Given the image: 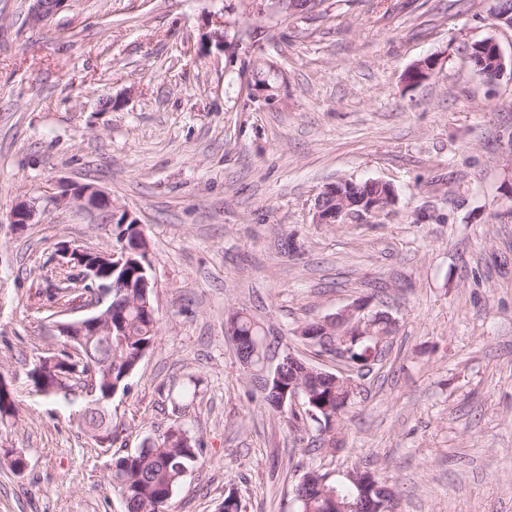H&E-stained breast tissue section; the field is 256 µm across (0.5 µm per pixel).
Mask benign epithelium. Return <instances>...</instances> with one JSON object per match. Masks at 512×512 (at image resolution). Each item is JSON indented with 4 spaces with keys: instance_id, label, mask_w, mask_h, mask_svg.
<instances>
[{
    "instance_id": "7a95c632",
    "label": "benign epithelium",
    "mask_w": 512,
    "mask_h": 512,
    "mask_svg": "<svg viewBox=\"0 0 512 512\" xmlns=\"http://www.w3.org/2000/svg\"><path fill=\"white\" fill-rule=\"evenodd\" d=\"M64 0H34L30 18L35 23H42L51 18L62 6ZM481 48L489 53L493 58L491 67L492 79L502 76L505 70L503 57L499 47L491 39L481 41ZM432 70V62L425 60L415 64L407 73V79L412 84H417L425 80ZM53 203L57 205L75 204L78 208L104 218L103 228L111 234H118L116 229V220L120 214H125L122 224L133 223L135 227H140L139 219L127 208L118 205L112 200V197L101 189L90 185L86 188L78 187L73 193H63L60 196L53 197ZM395 203V194H390L389 198H376L374 195L365 196L361 203L363 214L362 218H378L383 215ZM37 216L36 202L21 201L15 204L6 214L7 223L20 230L28 224L34 223ZM349 220L351 216L346 214V209H330L324 206L323 200H318L314 206L313 223L315 224H337L339 219ZM59 256V269H75L79 271L83 282L91 283L97 288L95 299L89 303V306L97 308V311L89 316L78 320L59 322L56 324L58 335L66 338L65 350L69 353L84 358L89 351L90 345L86 342L88 336L112 335V275L128 259L127 251L115 249L111 252H99L87 248L71 247L61 245L57 248ZM353 325L356 334L360 338H371L377 342H382L384 337L374 333L373 324L367 316V306L363 303H356L338 312L328 315L317 321V328L323 330V334L336 337V339L346 340L347 325ZM349 480L360 491L361 497L366 508L373 512H380L383 506L376 504L366 493V482L360 473L354 471L349 474Z\"/></svg>"
}]
</instances>
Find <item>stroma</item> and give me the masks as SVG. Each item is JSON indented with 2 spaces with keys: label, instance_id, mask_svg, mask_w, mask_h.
I'll return each instance as SVG.
<instances>
[{
  "label": "stroma",
  "instance_id": "35a3bbf8",
  "mask_svg": "<svg viewBox=\"0 0 512 512\" xmlns=\"http://www.w3.org/2000/svg\"><path fill=\"white\" fill-rule=\"evenodd\" d=\"M0 0V373L15 418L0 428V512H125L113 460L179 426L204 464L174 512H296L316 470L375 473L396 512H512V28L497 0H65L47 22ZM223 26L226 49L209 35ZM491 39L503 77H475ZM430 59L418 84L405 74ZM278 69L271 101L251 70ZM113 107L105 111L102 99ZM339 179L382 180L388 214L317 224ZM90 183L133 211L149 241L158 335L111 403L116 441L80 420L84 393L37 394L29 370L60 346L36 312L60 244L118 243L52 196ZM397 320L357 381L336 449L271 409L225 333L242 310L314 366L344 372L297 336L356 302ZM24 455L18 473L9 459ZM37 211L36 201H21L6 214L7 223L15 230H22L27 224H34Z\"/></svg>",
  "mask_w": 512,
  "mask_h": 512
}]
</instances>
